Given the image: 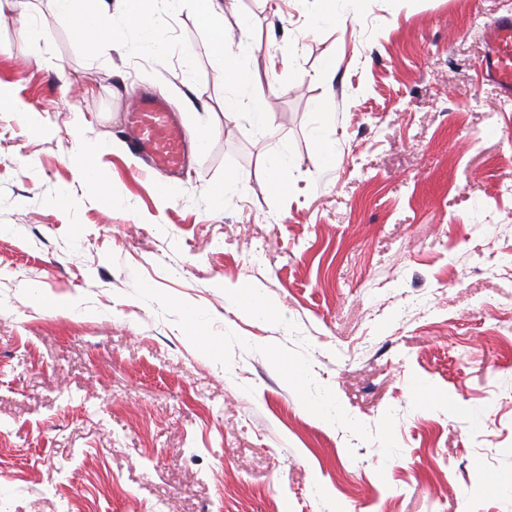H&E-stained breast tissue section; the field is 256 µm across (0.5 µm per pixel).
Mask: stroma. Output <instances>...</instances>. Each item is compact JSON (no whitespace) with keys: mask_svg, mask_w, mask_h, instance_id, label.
<instances>
[{"mask_svg":"<svg viewBox=\"0 0 512 512\" xmlns=\"http://www.w3.org/2000/svg\"><path fill=\"white\" fill-rule=\"evenodd\" d=\"M106 2L96 52L0 0V512H512V0H220L237 86L193 0L153 46ZM145 88L207 131L180 179ZM483 69L487 81L506 99L512 98V16L497 18L486 30ZM126 129L133 149L158 169L178 173L187 157L188 137L168 104L145 92L127 112ZM245 108L254 123L260 127L266 128L271 124L272 118L269 112L265 110V104L262 93L253 94L246 104H241L239 100L224 101V118L233 120L236 116L242 114L240 110Z\"/></svg>","mask_w":512,"mask_h":512,"instance_id":"stroma-1","label":"stroma"}]
</instances>
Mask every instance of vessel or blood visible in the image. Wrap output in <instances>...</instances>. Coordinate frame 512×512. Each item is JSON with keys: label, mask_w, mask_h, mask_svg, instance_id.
Returning a JSON list of instances; mask_svg holds the SVG:
<instances>
[{"label": "vessel or blood", "mask_w": 512, "mask_h": 512, "mask_svg": "<svg viewBox=\"0 0 512 512\" xmlns=\"http://www.w3.org/2000/svg\"><path fill=\"white\" fill-rule=\"evenodd\" d=\"M483 69L487 81L504 98H512V16L497 18L487 29ZM126 129L133 149L151 164L168 173H178L187 157L188 137L168 104L144 93L127 113Z\"/></svg>", "instance_id": "vessel-or-blood-1"}]
</instances>
